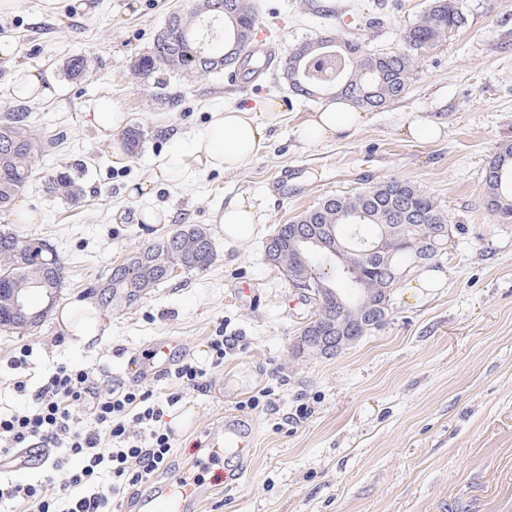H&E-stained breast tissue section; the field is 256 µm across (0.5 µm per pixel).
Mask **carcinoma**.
I'll list each match as a JSON object with an SVG mask.
<instances>
[{"label":"carcinoma","mask_w":512,"mask_h":512,"mask_svg":"<svg viewBox=\"0 0 512 512\" xmlns=\"http://www.w3.org/2000/svg\"><path fill=\"white\" fill-rule=\"evenodd\" d=\"M257 21L254 0H187L184 8L169 17L156 35L150 52L141 55L133 66L134 74L150 78L162 67L172 71H195L202 75L232 69L242 60L250 45ZM458 0H429L420 18L405 28L398 52H374L353 40H340L342 47H324L322 53L304 42L293 49L284 66V77L292 91L302 97L321 95L341 97L360 110L376 111L405 94L409 86L414 57L412 51L442 41L448 33L465 24ZM55 147L53 140L35 130L31 112L25 106L0 117V211H6L13 199L24 191L39 156ZM487 208L504 223L512 222V144L500 147L484 172ZM46 188L64 197L70 204L80 203L82 189L79 171H60L48 178ZM297 224L332 226L341 236L357 245L380 235V228L391 225L384 256L396 272L429 266L441 251L440 238L433 235L438 225L448 224V215L434 197L415 184L400 179L379 181L360 192L327 196L295 219ZM0 230V270L11 271L13 279L0 286V323L13 319L11 297L15 289L26 294L42 288L28 287L43 267L53 266L59 273L65 267L56 252H43L19 265L18 253L27 250L28 238ZM368 255L347 252L343 260L320 251L311 259L307 274L332 289L322 302L324 312L336 315V295L351 304L366 288L379 294L394 288L400 279L377 271ZM132 292L138 301L145 288H110L98 297L108 304L107 296Z\"/></svg>","instance_id":"cac0c4a2"}]
</instances>
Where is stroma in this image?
<instances>
[{"label": "stroma", "mask_w": 512, "mask_h": 512, "mask_svg": "<svg viewBox=\"0 0 512 512\" xmlns=\"http://www.w3.org/2000/svg\"><path fill=\"white\" fill-rule=\"evenodd\" d=\"M184 0H21L0 11V35L17 52L0 61V113L19 101L12 77L36 71L46 97L26 101L55 148L18 199L39 211V224L0 229L41 238L60 254L65 280L57 302H91L90 288L113 264L179 225L207 228L215 258L205 271H183L138 302L102 308L105 333L79 348L55 317L29 330L0 329V412L28 402L11 390L16 375L38 385L57 364L94 368L106 384L137 382L169 393L170 377L147 373L152 348L168 341L171 357L206 364L209 336L231 341L224 364L204 391L187 389L168 424L171 465L198 466L211 495L195 512H506L512 507V223L485 203L484 169L512 143V0H459L461 28L417 54L404 96L336 139L306 142L299 131L321 100L291 92L280 68L248 87L224 74L201 77L159 70L133 73L168 16ZM256 32L279 55L326 36L392 52L428 0H257ZM85 75L69 79L72 57ZM102 97L128 112L143 133L136 152L114 161L88 114ZM273 100L262 150L235 171H207L186 186L158 180L157 160L175 137L188 136L217 107ZM442 127L434 141L412 137V121ZM84 164V200L73 206L50 194L44 178ZM391 177L411 181L448 215V246L432 267L444 276L428 295L412 291L416 273L392 289L381 327L336 356L293 354L312 307L265 253L276 225L322 198L352 194ZM146 182V202L129 191ZM250 197L259 206L256 236L225 241L216 222L225 205ZM163 215L143 223L139 209ZM33 349L23 371L9 360ZM268 400L251 407L261 389ZM229 416L254 438L250 454L208 458ZM238 473L233 485L214 475Z\"/></svg>", "instance_id": "stroma-1"}]
</instances>
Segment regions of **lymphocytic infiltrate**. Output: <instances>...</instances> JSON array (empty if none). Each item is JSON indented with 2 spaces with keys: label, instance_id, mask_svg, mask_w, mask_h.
I'll use <instances>...</instances> for the list:
<instances>
[{
  "label": "lymphocytic infiltrate",
  "instance_id": "f902f5d3",
  "mask_svg": "<svg viewBox=\"0 0 512 512\" xmlns=\"http://www.w3.org/2000/svg\"><path fill=\"white\" fill-rule=\"evenodd\" d=\"M224 345L223 336L209 337V365L180 363L175 378L207 388ZM181 399L137 384L105 388L93 369L58 365L29 406L0 414V512H112L114 494L169 468L174 432L160 423ZM32 461L42 479H5Z\"/></svg>",
  "mask_w": 512,
  "mask_h": 512
}]
</instances>
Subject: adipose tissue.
I'll return each mask as SVG.
<instances>
[{
  "mask_svg": "<svg viewBox=\"0 0 512 512\" xmlns=\"http://www.w3.org/2000/svg\"><path fill=\"white\" fill-rule=\"evenodd\" d=\"M277 109V104L272 101L254 108L215 109L207 123L195 131L193 146L177 145L173 155L158 164V177L169 183H184L207 169L229 171L240 168L257 154L267 138L268 125L260 120V113ZM360 119V112L349 102L331 101L311 114L304 129L305 137L310 141L331 139L356 125ZM217 222L226 240L245 242L257 230V209L251 199L240 197L225 206ZM57 320L81 347L94 344L104 326L101 313L81 303L61 307Z\"/></svg>",
  "mask_w": 512,
  "mask_h": 512,
  "instance_id": "1",
  "label": "adipose tissue"
}]
</instances>
